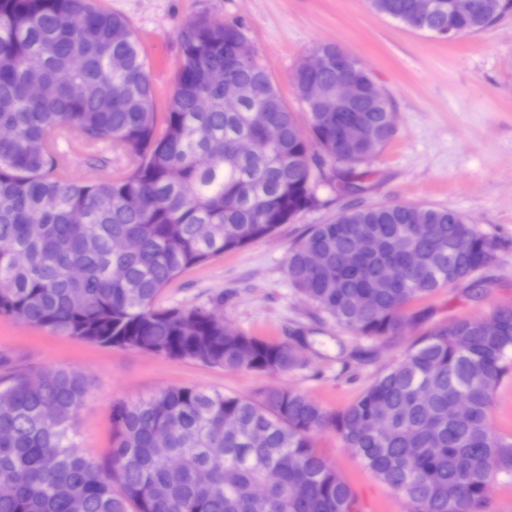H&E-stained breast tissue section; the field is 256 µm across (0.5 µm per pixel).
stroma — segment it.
I'll return each mask as SVG.
<instances>
[{"label":"stroma","instance_id":"35a3bbf8","mask_svg":"<svg viewBox=\"0 0 512 512\" xmlns=\"http://www.w3.org/2000/svg\"><path fill=\"white\" fill-rule=\"evenodd\" d=\"M121 14L140 38L157 104H165L181 57L178 31L197 16L241 22L256 57L279 87L289 109L305 119L292 76L302 58L335 44L364 65L387 98L395 133L369 168L368 201L426 204L455 209L499 248L482 271L487 292L478 300L446 287L411 303L429 309L426 325L409 327L391 342L338 334L289 283L290 245L313 224L330 220L340 205L328 179L316 186L319 206L283 225L271 237L225 253L185 272L158 298L164 307H202L217 312L232 329L284 342L301 323L318 331L315 347L296 345L297 363L285 372L227 371L190 360L83 342L0 316V352L35 369L80 371L87 395L76 422V442L99 460L112 439L110 414L117 402H132L166 387L215 389L261 401L266 391L306 393L326 411L353 403L387 364L401 358L426 327L458 317L486 318L512 305V14L489 29L448 41L412 30L371 11L365 0H97ZM59 173L107 178L128 172L131 159L106 145L84 148L66 131L56 149ZM372 348L374 358L343 368L336 343ZM489 409L492 429L512 437V354ZM317 452L349 484L353 512H411L362 463L340 436L326 430L314 438Z\"/></svg>","mask_w":512,"mask_h":512}]
</instances>
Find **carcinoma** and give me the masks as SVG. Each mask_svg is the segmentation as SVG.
I'll return each mask as SVG.
<instances>
[{
  "label": "carcinoma",
  "mask_w": 512,
  "mask_h": 512,
  "mask_svg": "<svg viewBox=\"0 0 512 512\" xmlns=\"http://www.w3.org/2000/svg\"><path fill=\"white\" fill-rule=\"evenodd\" d=\"M426 21L415 0H366L370 9L433 37L482 32L512 13V0H473L467 11L438 0ZM237 23L200 16L179 33L181 61L165 111L143 47L126 19L94 0H0V315L107 347L195 361L226 370L288 371L293 343L245 336L201 307L157 305L186 270L266 238L320 204L324 169L345 206L311 225L289 250L290 284L344 332L394 340L426 319L412 302L455 286L473 299L494 259L495 239L446 207L364 203L365 168L394 134L385 99L361 93L340 112L306 108L305 135L256 57L241 59ZM320 69L293 74L331 87L349 76L342 48H315ZM71 70L69 83L56 75ZM241 105L224 111V85ZM358 122L362 141L341 140ZM268 124L280 128L271 144ZM88 148L132 158L115 179L77 181L55 170L64 128ZM253 151L238 152L241 139ZM224 143L218 154L214 141ZM126 271L122 280L112 267ZM387 266L399 269L386 280ZM512 353V306L488 319L441 324L380 370L360 397L329 413L307 394L272 389L262 402L216 390L168 387L112 406V446L100 461L77 451L76 417L86 382L74 369L16 366L0 353V512H352L349 486L315 450L336 431L412 512H487L488 485L512 472V442L491 428L494 387ZM338 342L344 366L370 357ZM465 395L467 421L448 419ZM381 418L377 434L371 419ZM166 432L170 448L155 447ZM222 448L216 458L211 449Z\"/></svg>",
  "instance_id": "obj_1"
}]
</instances>
